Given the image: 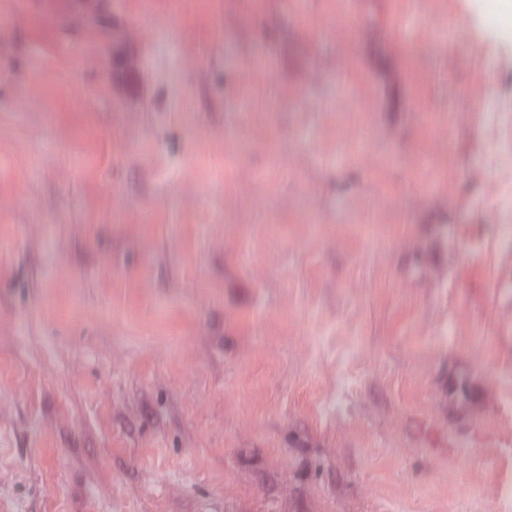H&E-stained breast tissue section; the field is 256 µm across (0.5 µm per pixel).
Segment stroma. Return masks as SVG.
Segmentation results:
<instances>
[{
	"mask_svg": "<svg viewBox=\"0 0 512 512\" xmlns=\"http://www.w3.org/2000/svg\"><path fill=\"white\" fill-rule=\"evenodd\" d=\"M0 0V512H503L507 0ZM34 3L63 22L94 16L102 7V0H34Z\"/></svg>",
	"mask_w": 512,
	"mask_h": 512,
	"instance_id": "35a3bbf8",
	"label": "stroma"
}]
</instances>
